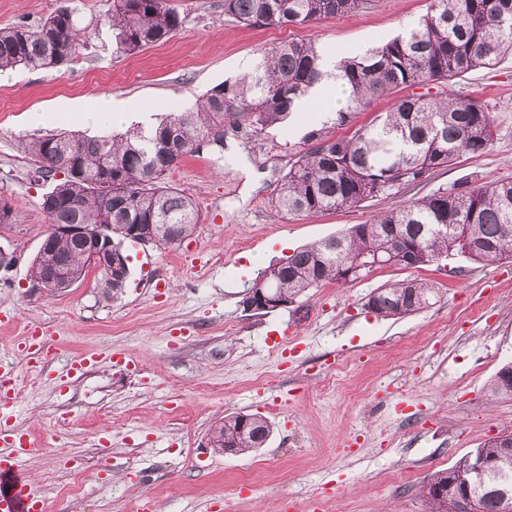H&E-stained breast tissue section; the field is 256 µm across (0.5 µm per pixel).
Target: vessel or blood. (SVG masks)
<instances>
[{
	"label": "vessel or blood",
	"mask_w": 512,
	"mask_h": 512,
	"mask_svg": "<svg viewBox=\"0 0 512 512\" xmlns=\"http://www.w3.org/2000/svg\"><path fill=\"white\" fill-rule=\"evenodd\" d=\"M33 450L27 432L0 420V512H43V504L25 481L22 467Z\"/></svg>",
	"instance_id": "obj_1"
}]
</instances>
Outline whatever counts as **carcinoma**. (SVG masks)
<instances>
[{
  "label": "carcinoma",
  "mask_w": 512,
  "mask_h": 512,
  "mask_svg": "<svg viewBox=\"0 0 512 512\" xmlns=\"http://www.w3.org/2000/svg\"><path fill=\"white\" fill-rule=\"evenodd\" d=\"M173 0H112L105 22L116 51L133 54L171 38L181 25ZM367 0H223L224 15L245 25H304L358 9ZM80 36L75 12L60 8L36 27L19 22L0 28V70H59L70 61ZM512 54V0H430L429 10L388 42L345 57L336 65L348 88V104L332 124L311 129L291 152L288 170L275 188V204L289 215H311L356 208L394 187L416 183L450 166L462 154L487 152L497 127L487 103L455 95L452 81L496 65ZM323 55L312 42H282L262 54L251 71L213 89L197 106L172 113L147 128L120 135L78 137L66 132L35 139L24 152L50 183L42 197L47 224H87L112 238V285L121 293L130 277L125 246L129 224H147V245L172 247L190 236L199 221L195 203L166 182L179 158L198 152L215 130L229 122L257 134L290 116L297 100L319 80ZM426 93L398 96L407 88ZM435 93H430V90ZM385 94L392 104L368 124L354 126L356 115ZM350 127L346 135L336 128ZM64 178L57 179L59 169ZM448 225L447 235L432 229ZM389 243L405 261L421 268L453 252L491 264L512 257V180L439 189L381 215L372 224L304 246L260 271L247 289L272 290L293 301L327 282L345 283L339 270L358 264L380 244ZM63 257L77 284L90 270L84 244L76 237L53 241L51 255L36 254L30 276L40 278ZM435 288L416 280L379 289L371 311L405 316L430 305ZM239 413L227 416L213 433V447L240 453L264 445V423L251 420L238 429ZM492 460V470L477 487L480 512H503L512 500V453L493 446L476 449ZM429 512H467L454 501H436L422 492Z\"/></svg>",
  "instance_id": "cac0c4a2"
}]
</instances>
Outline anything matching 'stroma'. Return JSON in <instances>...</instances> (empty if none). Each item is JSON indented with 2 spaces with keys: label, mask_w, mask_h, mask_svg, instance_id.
<instances>
[{
  "label": "stroma",
  "mask_w": 512,
  "mask_h": 512,
  "mask_svg": "<svg viewBox=\"0 0 512 512\" xmlns=\"http://www.w3.org/2000/svg\"><path fill=\"white\" fill-rule=\"evenodd\" d=\"M222 2L175 0L174 36L123 56L105 21L112 0H0V28L35 26L66 6L83 31L61 70L0 72V198L13 208L11 223L0 224L10 262L0 267V368L17 383L0 411L36 440L26 480L45 512H206L212 502L231 512H425L420 488L432 474L512 431V399L485 396L512 362V258L384 267L269 313L244 311L241 300L261 269L297 248L440 188L512 178V56L451 85L492 110L497 139L482 155H461L357 208L290 216L272 199L302 137L295 122L254 136L228 128L223 146L186 155L168 173L198 208L194 232L165 250L128 247L131 277L117 297L105 296L92 271L51 294L29 276L47 231V185L23 142L153 124L284 41L362 54L425 15L430 0H369L307 25L254 27L225 16ZM101 94L123 104L125 123L56 114ZM35 109L54 116L32 126ZM406 279L438 288L434 304L391 318L368 310L376 289ZM33 330L55 351L45 372L16 350ZM105 347L124 361L63 379L71 359ZM236 413L268 418L263 448L227 456L211 447V426Z\"/></svg>",
  "instance_id": "obj_1"
}]
</instances>
